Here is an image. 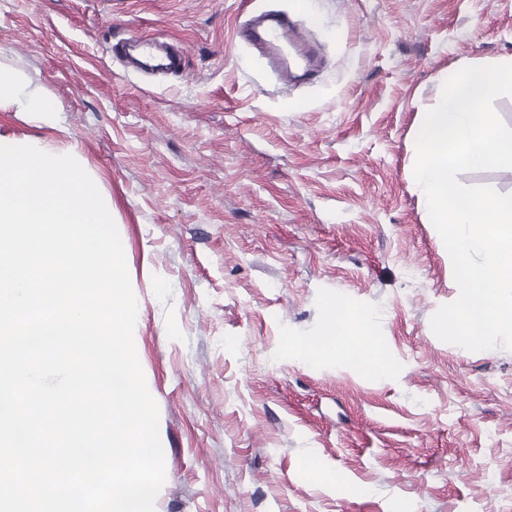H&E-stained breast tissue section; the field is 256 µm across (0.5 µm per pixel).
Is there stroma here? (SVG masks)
<instances>
[{
  "instance_id": "stroma-1",
  "label": "stroma",
  "mask_w": 512,
  "mask_h": 512,
  "mask_svg": "<svg viewBox=\"0 0 512 512\" xmlns=\"http://www.w3.org/2000/svg\"><path fill=\"white\" fill-rule=\"evenodd\" d=\"M265 11L316 77L234 40ZM133 35L182 73L125 71ZM511 56L512 0H0V65L55 107L0 135L76 152L123 243L156 512H512V350L432 332L459 288L411 178L446 76ZM338 306L374 355L300 356Z\"/></svg>"
}]
</instances>
